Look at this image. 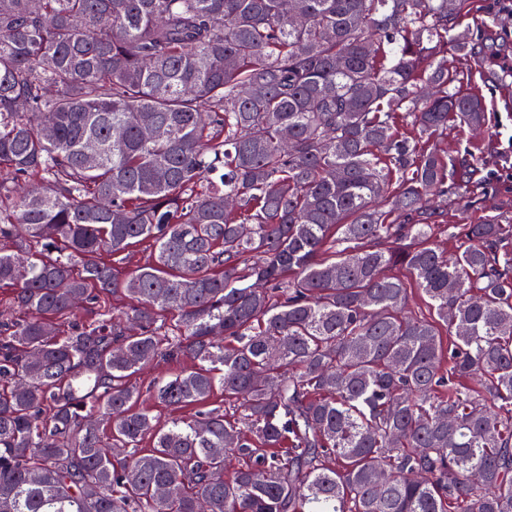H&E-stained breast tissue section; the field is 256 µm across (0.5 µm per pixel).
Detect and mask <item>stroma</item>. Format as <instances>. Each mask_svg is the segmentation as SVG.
<instances>
[{
    "label": "stroma",
    "instance_id": "1",
    "mask_svg": "<svg viewBox=\"0 0 512 512\" xmlns=\"http://www.w3.org/2000/svg\"><path fill=\"white\" fill-rule=\"evenodd\" d=\"M475 51L465 58L451 57L461 75L462 89H476L486 105V124L474 132L452 122L443 134L449 150L466 156L473 144L487 148L480 178L485 198L481 208L464 209L449 204L446 224H471L481 215L512 225V78L500 77L502 61L512 59V5L507 0H469L458 19Z\"/></svg>",
    "mask_w": 512,
    "mask_h": 512
}]
</instances>
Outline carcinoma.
<instances>
[{"mask_svg":"<svg viewBox=\"0 0 512 512\" xmlns=\"http://www.w3.org/2000/svg\"><path fill=\"white\" fill-rule=\"evenodd\" d=\"M465 2L0 0V197L34 184L0 512H512V225L430 243L482 192L484 145L439 148L486 122ZM174 358L148 393L195 413L160 425L131 378Z\"/></svg>","mask_w":512,"mask_h":512,"instance_id":"cac0c4a2","label":"carcinoma"}]
</instances>
